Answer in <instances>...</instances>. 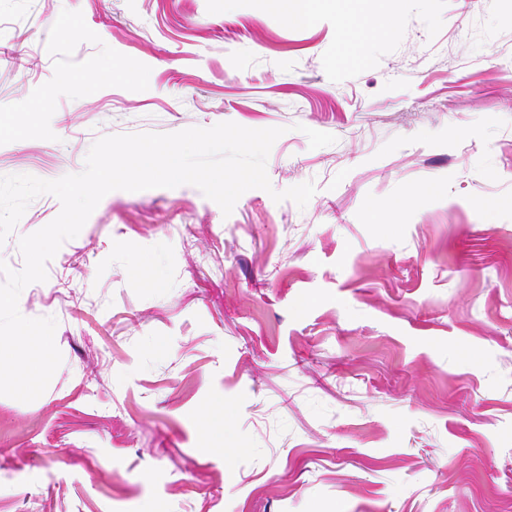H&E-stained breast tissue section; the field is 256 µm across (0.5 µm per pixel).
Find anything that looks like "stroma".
<instances>
[{"label":"stroma","instance_id":"1","mask_svg":"<svg viewBox=\"0 0 512 512\" xmlns=\"http://www.w3.org/2000/svg\"><path fill=\"white\" fill-rule=\"evenodd\" d=\"M311 13L0 0V176L233 122L283 128L273 190L317 187L228 216L192 185L100 201L19 297L62 363L35 401L0 396V512H512V0ZM60 210L33 200L0 260ZM228 408L224 403H216L211 407L210 416L206 420L210 435L218 444L219 448L224 446V420L228 416Z\"/></svg>","mask_w":512,"mask_h":512}]
</instances>
